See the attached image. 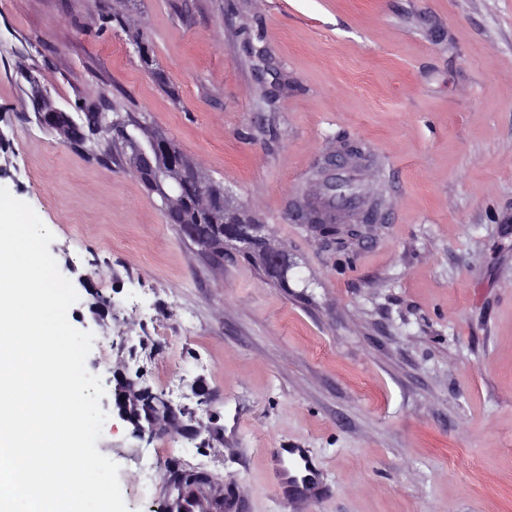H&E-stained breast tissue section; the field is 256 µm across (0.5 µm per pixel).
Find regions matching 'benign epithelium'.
<instances>
[{
  "instance_id": "obj_1",
  "label": "benign epithelium",
  "mask_w": 512,
  "mask_h": 512,
  "mask_svg": "<svg viewBox=\"0 0 512 512\" xmlns=\"http://www.w3.org/2000/svg\"><path fill=\"white\" fill-rule=\"evenodd\" d=\"M32 98L38 112L40 125L54 132L64 145L73 141L70 125L64 118V110L58 107L37 84L32 87ZM127 163L131 171L141 181L153 187L161 201V209L168 220L183 225L186 236L194 241L196 236L193 225L185 223L186 201L176 193V186L183 180H193L201 189V194L195 202V209L207 216L216 213L223 217L224 234L202 245L206 252L218 257H224V246L232 244L235 249L252 248V242L259 241L261 245L253 248V263L261 270L280 277H287L288 271L294 266V261L288 248L274 240L266 232V225L253 224L245 219V213L224 187L217 186L201 166L189 157H184L174 151L171 139L163 132L153 127L147 132V143L131 138L126 144ZM367 155L363 146L357 142L344 141L333 154L324 158L320 164V176L334 180L347 173L366 166ZM379 221L378 209L374 206L362 211L351 219L344 217L340 223L347 225L346 233L357 236L360 224H376ZM114 388L115 407L122 419H127L129 389L135 381L119 372ZM150 430L163 427L170 431L192 433L194 429L181 424L178 417L170 409L164 408V418H152L149 421Z\"/></svg>"
}]
</instances>
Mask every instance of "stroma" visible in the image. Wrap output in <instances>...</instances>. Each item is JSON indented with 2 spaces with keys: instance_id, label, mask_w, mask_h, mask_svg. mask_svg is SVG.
I'll return each mask as SVG.
<instances>
[{
  "instance_id": "1",
  "label": "stroma",
  "mask_w": 512,
  "mask_h": 512,
  "mask_svg": "<svg viewBox=\"0 0 512 512\" xmlns=\"http://www.w3.org/2000/svg\"><path fill=\"white\" fill-rule=\"evenodd\" d=\"M33 78L163 130L288 247L287 287L187 239L124 156L61 144ZM343 141L382 221L331 242L292 209ZM0 186L78 293L128 512H169L181 471L206 512H512V0H0ZM119 371L196 434L139 436ZM116 385L114 388L115 395V407L118 411V415L123 420H128L127 417V409H128V395L129 389L133 388V385L136 384L135 381L126 376L123 372H118L116 377ZM120 398H123V401H120Z\"/></svg>"
}]
</instances>
